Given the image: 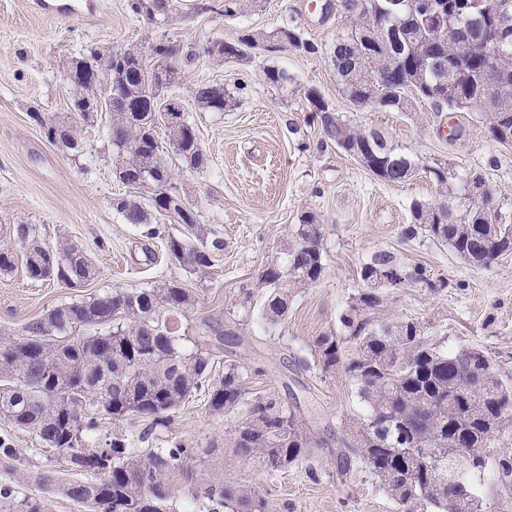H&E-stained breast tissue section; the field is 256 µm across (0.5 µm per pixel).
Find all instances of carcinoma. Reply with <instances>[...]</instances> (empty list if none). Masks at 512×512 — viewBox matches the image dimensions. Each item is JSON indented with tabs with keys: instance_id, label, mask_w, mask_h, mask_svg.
<instances>
[{
	"instance_id": "cac0c4a2",
	"label": "carcinoma",
	"mask_w": 512,
	"mask_h": 512,
	"mask_svg": "<svg viewBox=\"0 0 512 512\" xmlns=\"http://www.w3.org/2000/svg\"><path fill=\"white\" fill-rule=\"evenodd\" d=\"M344 0V9L356 18L355 31L338 37L330 51L331 62L352 102L375 94L374 79L383 55L403 58L399 81L385 87L379 108L400 110L413 94L428 101L435 112L478 107L492 140L512 146V0ZM130 12L149 20L170 10V0H128ZM495 23L496 42L467 57V75L451 70L463 39L478 34V20ZM315 53L318 46L303 39L286 22L268 34L245 33L235 42H219L214 56L240 60L246 50L260 48L274 54L287 47ZM425 79L414 83L427 47ZM177 45L159 42L150 55L168 60ZM77 82L71 84L70 101L84 111L70 113L64 122L61 144L79 153L81 132L97 122L94 109L107 102L110 110L100 126L116 153L112 177L135 187L140 178L159 184L150 207L122 197L114 204L130 224L152 223V212L165 213L184 226L186 233L167 238L170 257L204 273L224 252L219 232L197 220L190 203L170 209L168 163L153 159L157 128L181 138L176 154L182 167L198 171L208 167L193 125L185 113L180 124L170 126L159 102L157 87L174 77L166 65L144 82L140 71L148 66L143 51L126 49L92 51L77 60ZM108 67L116 74L108 87L97 72ZM194 97L211 112H222L229 95L207 84L194 89ZM307 98L312 118L324 137L370 168L378 178L398 183L414 176L418 163L389 144L371 128L344 121L335 108L310 90ZM437 185L448 188L441 200L410 205L412 224L402 235L408 239L423 232L448 245L469 264L490 267L512 251V225L498 223L493 192L479 174L468 173L450 182L445 167L422 168ZM12 236L24 249L26 275L42 281L54 260L53 281L82 288L96 267L80 247L61 242L42 244L36 229L17 224ZM324 228L316 215L305 212L292 240L283 249L284 260L269 264L260 277L269 289L262 316L276 324L288 313L291 296L316 283L324 272ZM397 275L396 283H428L421 266L407 268L390 251H377L358 271L361 288L340 315L343 335L325 334L314 341L323 369L341 362L342 345L348 344L344 372L354 382L367 414L349 427L344 448L338 452L340 473L361 465L374 475L390 496L397 512H482L474 476L486 465L487 449L512 431V376L501 370L479 348L448 353L425 337L412 319L377 323L372 314L383 303V289L367 281L382 274ZM195 299L177 281L151 288L115 290L55 307L24 327V334L0 344V417L29 431L39 443L64 455L82 478L64 481L51 472L38 473L32 484L41 492L57 491L88 507V512H170V476L184 470L194 449L176 443L165 450L139 454L150 429L171 425L181 406L201 386L214 357L208 336L194 340L190 353L183 338L171 330L167 315L188 311ZM245 398L240 366L224 365V378L212 387L209 404L220 414ZM142 419L149 429L139 434L116 433L97 439L101 421L117 425ZM236 447L246 456L262 459L268 471L280 472L308 460V439L296 414L272 397L255 399L235 429ZM476 459L469 468L461 461ZM212 512H266L267 502L256 491L226 487L208 494Z\"/></svg>"
}]
</instances>
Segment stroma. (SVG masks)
<instances>
[{
  "label": "stroma",
  "mask_w": 512,
  "mask_h": 512,
  "mask_svg": "<svg viewBox=\"0 0 512 512\" xmlns=\"http://www.w3.org/2000/svg\"><path fill=\"white\" fill-rule=\"evenodd\" d=\"M100 2L96 15L64 21L33 13L28 0H0V226L35 225L43 243L68 240L98 267L96 278L77 289L32 281L20 264L0 275V340L16 338L27 323L64 303L179 281L198 297L187 316L174 317L179 335L230 332L237 342L217 350L201 388L173 424L156 428L140 446L144 452L178 442L195 448L186 470L171 478L174 512L188 506L207 512L208 493L227 486L259 491L267 512H396L370 473L337 475V451L363 406L342 367L323 370L313 342L340 333L339 317L358 291L361 263L386 250L404 266H422L427 281L388 291L377 320L414 319L441 349L485 348L512 374V255L480 269L432 238H404L411 202L437 199V184L422 174L383 182L335 145H323L305 94L315 89L343 120L381 130L419 166L482 174L508 224L512 147L493 142L475 111L450 116L419 101L412 111L395 112L349 101L330 58L337 37L354 23L342 0H261L258 8L231 18L224 14V0H176L153 21L132 15L127 0ZM285 19L317 43L319 52L288 48L270 56L254 50L246 59L221 61L203 51L207 43L231 42L246 30L271 31ZM160 41L179 47L176 81L165 94L186 112L209 158L199 173L171 166L172 185L195 207L199 222L224 239L222 261L204 274L171 262L166 238L182 231L173 218L156 216L163 233L152 237L146 226L127 223L113 209V199L130 190L113 179L115 155L102 134L85 133L77 155L53 144L33 118L37 112H68L71 93L63 73L72 57ZM269 67L288 71L291 82L269 84L264 76ZM208 81L230 93L224 111L210 112L196 102L194 88ZM307 211L324 227L325 272L316 284L298 290L285 319L272 325L261 316L260 275L280 257ZM228 359L248 368L246 403L217 414L209 407L208 391L223 377ZM268 396L296 413L309 438L310 466L271 476L261 459L238 450L234 429L247 402ZM1 437L9 438L14 455L0 456V512H19L21 502L34 496L41 512H87L62 494L38 493L30 481L44 470L77 478L64 457L0 417ZM505 453L499 445L488 451L479 482L485 512H503L512 499V490L497 478Z\"/></svg>",
  "instance_id": "1"
}]
</instances>
